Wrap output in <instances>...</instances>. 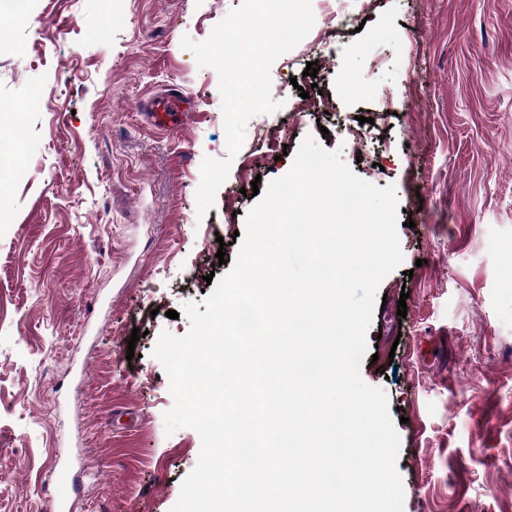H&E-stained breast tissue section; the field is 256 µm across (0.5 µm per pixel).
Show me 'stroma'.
Masks as SVG:
<instances>
[{"instance_id": "35a3bbf8", "label": "stroma", "mask_w": 512, "mask_h": 512, "mask_svg": "<svg viewBox=\"0 0 512 512\" xmlns=\"http://www.w3.org/2000/svg\"><path fill=\"white\" fill-rule=\"evenodd\" d=\"M240 4L33 0L20 16L0 0V163L24 160L0 193V512H51L61 472L83 486L72 512H171L201 439L166 435L152 351L235 262L257 202L243 189L285 175L309 135L397 190L404 261L360 374L398 423L404 512H512V0H312V30L271 67L280 108L232 157L219 76L181 41ZM172 87L195 109L164 131L144 104ZM207 157L232 164L201 217Z\"/></svg>"}]
</instances>
